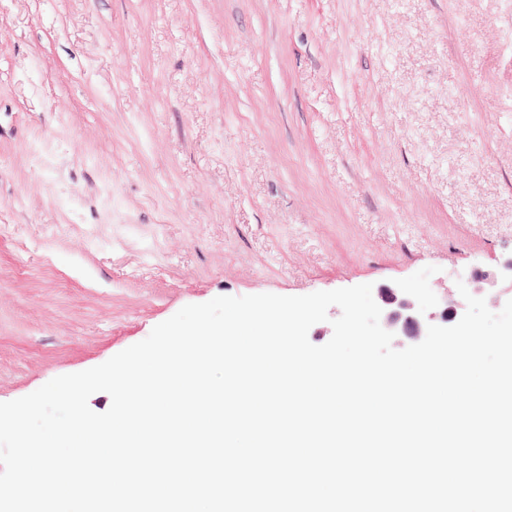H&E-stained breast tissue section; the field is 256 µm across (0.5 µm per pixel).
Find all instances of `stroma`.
<instances>
[{
    "mask_svg": "<svg viewBox=\"0 0 512 512\" xmlns=\"http://www.w3.org/2000/svg\"><path fill=\"white\" fill-rule=\"evenodd\" d=\"M0 402L188 304L512 258V0H0Z\"/></svg>",
    "mask_w": 512,
    "mask_h": 512,
    "instance_id": "35a3bbf8",
    "label": "stroma"
}]
</instances>
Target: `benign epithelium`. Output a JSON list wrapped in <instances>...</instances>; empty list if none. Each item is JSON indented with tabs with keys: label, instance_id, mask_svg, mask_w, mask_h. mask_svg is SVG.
<instances>
[{
	"label": "benign epithelium",
	"instance_id": "obj_1",
	"mask_svg": "<svg viewBox=\"0 0 512 512\" xmlns=\"http://www.w3.org/2000/svg\"><path fill=\"white\" fill-rule=\"evenodd\" d=\"M496 281L497 277L488 273L476 271L471 275L473 292L478 295L493 288ZM384 302L397 304V309L382 312V327L396 336H407L416 341L426 336L429 325L452 326L466 311L464 304L449 298L441 312H428L409 300L398 299L392 291L384 297Z\"/></svg>",
	"mask_w": 512,
	"mask_h": 512
}]
</instances>
